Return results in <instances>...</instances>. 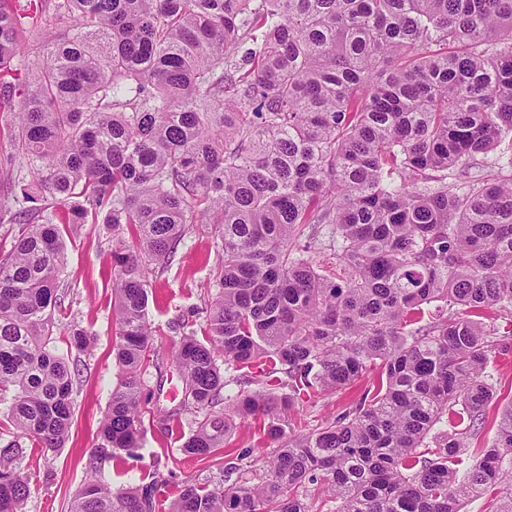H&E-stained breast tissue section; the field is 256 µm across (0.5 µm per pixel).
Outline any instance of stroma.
<instances>
[{
    "label": "stroma",
    "instance_id": "1",
    "mask_svg": "<svg viewBox=\"0 0 512 512\" xmlns=\"http://www.w3.org/2000/svg\"><path fill=\"white\" fill-rule=\"evenodd\" d=\"M122 237V232L108 224L67 227L66 268L58 291L62 309L54 314L57 323L54 346L58 354L78 364L81 377L73 393V423L65 446L27 456L19 464L21 471L36 475L26 512H69L73 495L89 477V460L97 454L100 423L110 391L118 380L119 369L112 355L116 340L112 250ZM218 256L214 226L196 224L179 244L173 260L156 270L148 317L156 329L153 347L160 367L146 374L148 387H156L163 381L171 385L173 393H180L181 382L170 364V352L177 336L169 331L168 324L190 309L196 312V323H204L209 305L219 293L213 277ZM488 321L501 332L486 369V380L496 388L499 399L485 410L478 434L466 442L462 459L467 466L492 443L500 413L512 402V319L493 314ZM73 324L94 334L91 351L70 346L68 329ZM363 390V384L359 383L343 391L303 397L291 415L295 432L310 433L332 421ZM194 427V417L189 413L183 415L179 428L174 431L164 429L160 418L145 421L139 448L130 453L120 451L106 459L104 475L111 478L113 485L126 486L138 483L145 474L159 472L168 480L163 495L168 502L178 495L183 484L219 481L226 454L237 449L253 448L252 465L254 469H262L266 452L257 446V423L240 424L226 453L208 460L188 458L180 452L182 442Z\"/></svg>",
    "mask_w": 512,
    "mask_h": 512
}]
</instances>
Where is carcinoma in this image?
Segmentation results:
<instances>
[{"label":"carcinoma","mask_w":512,"mask_h":512,"mask_svg":"<svg viewBox=\"0 0 512 512\" xmlns=\"http://www.w3.org/2000/svg\"><path fill=\"white\" fill-rule=\"evenodd\" d=\"M29 2L0 0V74L26 59L22 27L52 28L24 63L33 79L0 81L38 190L19 197L0 179V224L18 225L0 258V512H24L27 450L69 439L80 369L51 348L61 223L133 231L112 250L120 373L105 458L139 447L148 413L152 266L187 225L218 233L205 325L171 326L184 330L182 398L162 425L194 413L181 451L208 459L259 417L270 452L259 473L240 449L223 485L187 484L169 512H315L313 495L330 512H463L512 483V403L458 478L463 439L495 399L485 316L512 315V0ZM326 225L336 274L311 257ZM69 336L94 344L84 328ZM375 369L354 406L293 432L303 396ZM92 468L70 512L160 510L165 478L115 489Z\"/></svg>","instance_id":"carcinoma-1"}]
</instances>
